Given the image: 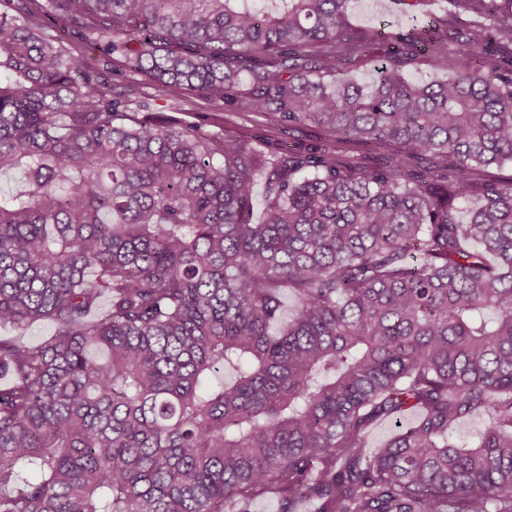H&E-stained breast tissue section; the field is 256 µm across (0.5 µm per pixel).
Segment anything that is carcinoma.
Returning a JSON list of instances; mask_svg holds the SVG:
<instances>
[{
	"mask_svg": "<svg viewBox=\"0 0 512 512\" xmlns=\"http://www.w3.org/2000/svg\"><path fill=\"white\" fill-rule=\"evenodd\" d=\"M350 2L0 0V326L54 325L0 338V512H512V0L405 35ZM61 20L322 145L171 126ZM421 59L448 80L408 81ZM53 333V326L49 322H42L35 324L29 330L21 332L13 329L10 326L0 327V337L7 336H24L23 339L27 342L37 343L41 342Z\"/></svg>",
	"mask_w": 512,
	"mask_h": 512,
	"instance_id": "carcinoma-1",
	"label": "carcinoma"
}]
</instances>
